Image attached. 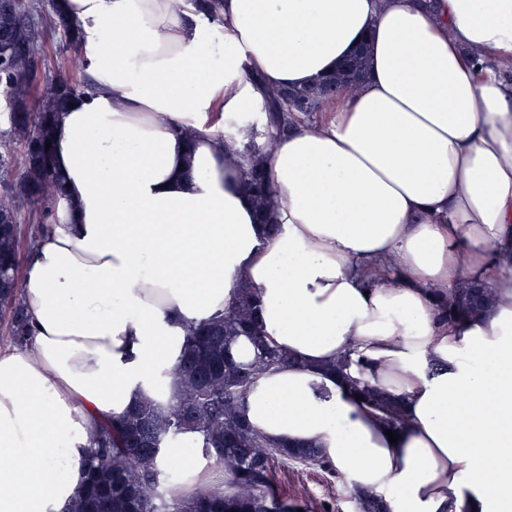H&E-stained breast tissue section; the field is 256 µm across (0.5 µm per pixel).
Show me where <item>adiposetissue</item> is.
I'll list each match as a JSON object with an SVG mask.
<instances>
[{
	"mask_svg": "<svg viewBox=\"0 0 512 512\" xmlns=\"http://www.w3.org/2000/svg\"><path fill=\"white\" fill-rule=\"evenodd\" d=\"M58 6L93 89L54 114L65 189L21 280L29 343L0 350V512H63L102 420L168 400L188 329L244 284L285 357L241 406L266 440L319 448L389 512H512V0ZM362 47L364 79L273 139L262 217L239 155L262 85ZM471 283L490 307L441 315ZM360 384L401 400L397 443ZM160 463L234 491L193 435Z\"/></svg>",
	"mask_w": 512,
	"mask_h": 512,
	"instance_id": "adipose-tissue-1",
	"label": "adipose tissue"
}]
</instances>
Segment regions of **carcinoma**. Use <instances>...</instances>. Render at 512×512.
<instances>
[{
  "mask_svg": "<svg viewBox=\"0 0 512 512\" xmlns=\"http://www.w3.org/2000/svg\"><path fill=\"white\" fill-rule=\"evenodd\" d=\"M37 0H0V88L11 112L7 128L0 130V176L11 171L13 147L24 152V171L18 190L36 209L32 223L48 226L53 203L61 194L55 178L51 150L46 148L53 112L74 94L91 90L89 83H75L34 73L42 46L35 30ZM365 73L364 51L344 60L336 72L309 89H276L266 93L267 131L247 144L244 181L260 208H265L270 186L257 163L274 133L289 120L309 117L342 89L357 84ZM42 95L38 111H30L33 93ZM21 228L13 194L0 196V315L11 313L20 288ZM252 291L240 296L224 315L190 329L175 366L177 389L166 403L145 398L120 419L107 418L101 425L97 448L90 460L88 482L67 512H295L288 497L270 481L277 461L329 467L316 448H284L265 442L239 412L249 384L277 364L281 356L263 347L250 362L234 358L233 344L240 336L255 335ZM490 292L470 284L451 288L440 302L448 318L474 314L487 307ZM10 332L27 342V316L16 314ZM365 399L384 412L395 425L402 422L397 401L385 392L360 388ZM192 433L202 447L215 450L219 460L233 463L236 491L199 489L181 496L172 494L166 469L158 465L163 448Z\"/></svg>",
  "mask_w": 512,
  "mask_h": 512,
  "instance_id": "carcinoma-1",
  "label": "carcinoma"
}]
</instances>
